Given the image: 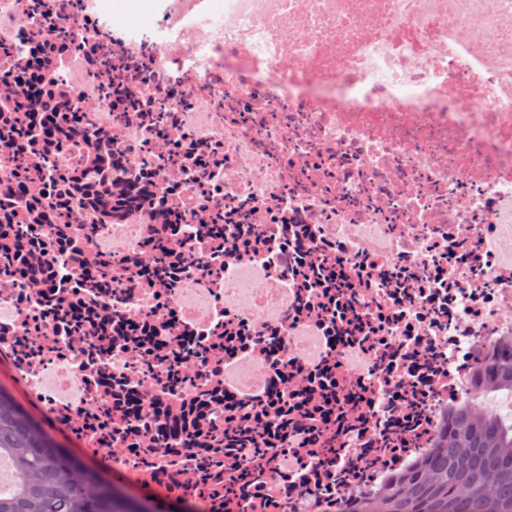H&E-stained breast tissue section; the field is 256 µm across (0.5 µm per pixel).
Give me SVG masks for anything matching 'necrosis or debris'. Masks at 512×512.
I'll list each match as a JSON object with an SVG mask.
<instances>
[{
	"mask_svg": "<svg viewBox=\"0 0 512 512\" xmlns=\"http://www.w3.org/2000/svg\"><path fill=\"white\" fill-rule=\"evenodd\" d=\"M145 2L0 0V364L159 504L338 512L512 341V0Z\"/></svg>",
	"mask_w": 512,
	"mask_h": 512,
	"instance_id": "4bbe7bcc",
	"label": "necrosis or debris"
}]
</instances>
